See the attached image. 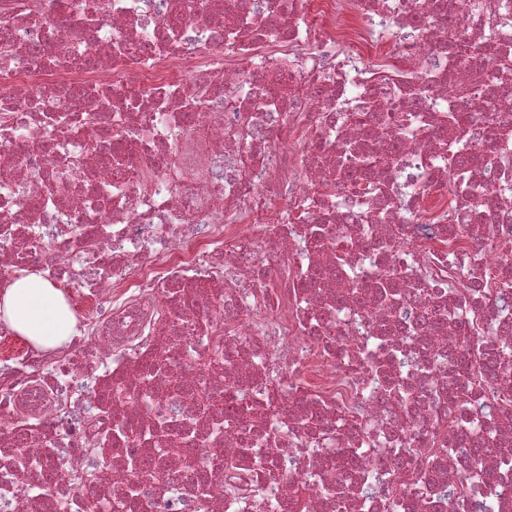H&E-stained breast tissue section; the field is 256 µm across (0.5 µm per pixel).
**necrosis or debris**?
Here are the masks:
<instances>
[{"label": "necrosis or debris", "instance_id": "4bbe7bcc", "mask_svg": "<svg viewBox=\"0 0 512 512\" xmlns=\"http://www.w3.org/2000/svg\"><path fill=\"white\" fill-rule=\"evenodd\" d=\"M32 273L79 303L0 325V512H512V402L452 371L512 350V0H0Z\"/></svg>", "mask_w": 512, "mask_h": 512}]
</instances>
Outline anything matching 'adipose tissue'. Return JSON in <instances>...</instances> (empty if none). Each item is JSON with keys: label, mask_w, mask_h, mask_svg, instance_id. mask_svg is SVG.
Masks as SVG:
<instances>
[{"label": "adipose tissue", "mask_w": 512, "mask_h": 512, "mask_svg": "<svg viewBox=\"0 0 512 512\" xmlns=\"http://www.w3.org/2000/svg\"><path fill=\"white\" fill-rule=\"evenodd\" d=\"M0 321L43 347L60 345L74 325L61 291L35 274L20 278L0 294Z\"/></svg>", "instance_id": "ef3b65f1"}]
</instances>
